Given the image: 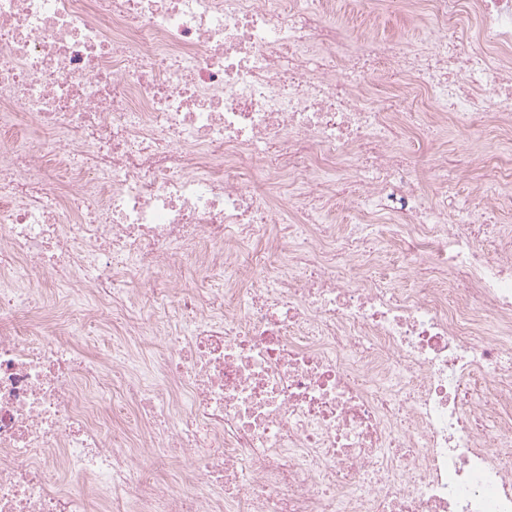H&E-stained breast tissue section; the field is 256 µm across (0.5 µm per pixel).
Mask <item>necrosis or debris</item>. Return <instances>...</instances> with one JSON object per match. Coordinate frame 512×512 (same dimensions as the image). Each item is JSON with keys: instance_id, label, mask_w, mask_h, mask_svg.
<instances>
[{"instance_id": "4bbe7bcc", "label": "necrosis or debris", "mask_w": 512, "mask_h": 512, "mask_svg": "<svg viewBox=\"0 0 512 512\" xmlns=\"http://www.w3.org/2000/svg\"><path fill=\"white\" fill-rule=\"evenodd\" d=\"M370 5L0 0V512H512V165L453 215L467 154L435 150L431 196L406 159L512 127V0H385L409 25L358 50ZM44 270L119 343L88 354ZM102 410L104 413L112 416V420L116 423L112 425V437L124 436L126 431L129 433L134 426V420L136 418V409L131 405H126L121 414L113 415L112 403H102Z\"/></svg>"}]
</instances>
